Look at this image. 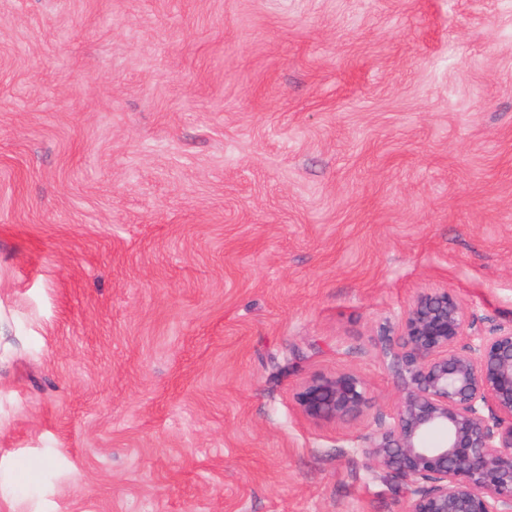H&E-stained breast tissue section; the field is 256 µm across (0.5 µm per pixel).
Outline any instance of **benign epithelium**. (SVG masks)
I'll use <instances>...</instances> for the list:
<instances>
[{
  "mask_svg": "<svg viewBox=\"0 0 512 512\" xmlns=\"http://www.w3.org/2000/svg\"><path fill=\"white\" fill-rule=\"evenodd\" d=\"M379 344L404 395L366 437L374 474L407 484L406 512H512V323L478 331L454 295L430 291ZM296 401L313 422L367 405L354 373L313 376Z\"/></svg>",
  "mask_w": 512,
  "mask_h": 512,
  "instance_id": "1",
  "label": "benign epithelium"
}]
</instances>
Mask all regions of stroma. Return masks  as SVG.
<instances>
[{"mask_svg":"<svg viewBox=\"0 0 512 512\" xmlns=\"http://www.w3.org/2000/svg\"><path fill=\"white\" fill-rule=\"evenodd\" d=\"M434 290L512 323V0H0V512H406ZM301 412L313 422L355 420L367 405L363 381L354 373L313 376L296 393Z\"/></svg>","mask_w":512,"mask_h":512,"instance_id":"1","label":"stroma"}]
</instances>
